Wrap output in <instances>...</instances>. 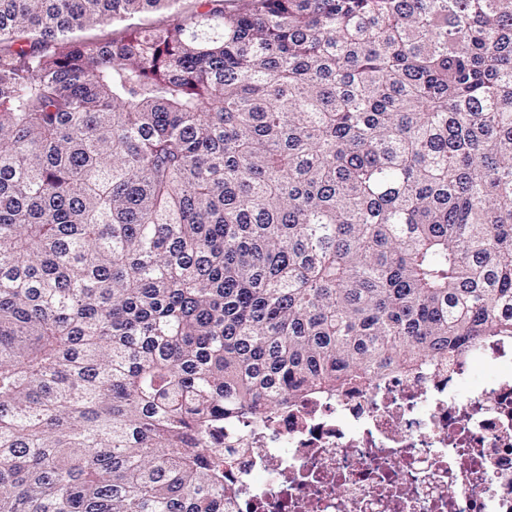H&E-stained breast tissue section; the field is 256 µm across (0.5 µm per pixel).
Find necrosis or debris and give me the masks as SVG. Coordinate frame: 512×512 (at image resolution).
I'll list each match as a JSON object with an SVG mask.
<instances>
[{"mask_svg":"<svg viewBox=\"0 0 512 512\" xmlns=\"http://www.w3.org/2000/svg\"><path fill=\"white\" fill-rule=\"evenodd\" d=\"M224 452L225 512H512V343L225 422Z\"/></svg>","mask_w":512,"mask_h":512,"instance_id":"obj_1","label":"necrosis or debris"}]
</instances>
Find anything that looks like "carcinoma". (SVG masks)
<instances>
[{
  "instance_id": "obj_1",
  "label": "carcinoma",
  "mask_w": 512,
  "mask_h": 512,
  "mask_svg": "<svg viewBox=\"0 0 512 512\" xmlns=\"http://www.w3.org/2000/svg\"><path fill=\"white\" fill-rule=\"evenodd\" d=\"M179 2L0 0V512H224V421L512 338V0Z\"/></svg>"
}]
</instances>
